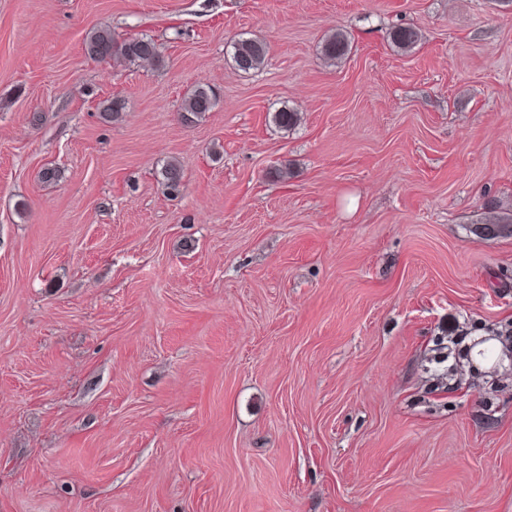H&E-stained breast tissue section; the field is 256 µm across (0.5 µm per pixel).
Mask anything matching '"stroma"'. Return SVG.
<instances>
[{"instance_id":"1","label":"stroma","mask_w":512,"mask_h":512,"mask_svg":"<svg viewBox=\"0 0 512 512\" xmlns=\"http://www.w3.org/2000/svg\"><path fill=\"white\" fill-rule=\"evenodd\" d=\"M507 218L512 0H0V512H512ZM85 48L89 56L98 60L123 59L130 63L159 60V50L154 40L146 37L119 41L111 31L97 29L86 38ZM232 48L235 68L246 74L263 67L269 53L267 42L253 38H239ZM214 106V95L210 87L198 84L186 96L180 118L187 124L193 123L206 112H211ZM160 182L169 194L175 195L180 192L183 184V169L178 162H167L159 171Z\"/></svg>"}]
</instances>
